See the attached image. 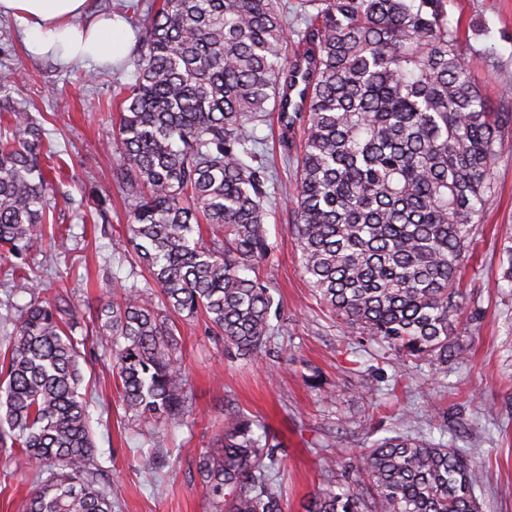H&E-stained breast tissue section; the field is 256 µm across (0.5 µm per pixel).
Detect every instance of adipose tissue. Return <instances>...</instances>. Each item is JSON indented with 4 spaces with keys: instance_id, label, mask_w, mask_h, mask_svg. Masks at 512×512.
<instances>
[{
    "instance_id": "ef3b65f1",
    "label": "adipose tissue",
    "mask_w": 512,
    "mask_h": 512,
    "mask_svg": "<svg viewBox=\"0 0 512 512\" xmlns=\"http://www.w3.org/2000/svg\"><path fill=\"white\" fill-rule=\"evenodd\" d=\"M0 5L24 20L28 42L36 53L58 50L66 60L90 58L105 63L119 52L112 19L102 18L84 28L72 25L86 0H0Z\"/></svg>"
}]
</instances>
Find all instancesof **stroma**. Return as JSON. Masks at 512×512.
<instances>
[{
  "label": "stroma",
  "instance_id": "35a3bbf8",
  "mask_svg": "<svg viewBox=\"0 0 512 512\" xmlns=\"http://www.w3.org/2000/svg\"><path fill=\"white\" fill-rule=\"evenodd\" d=\"M449 16L494 111H511L512 96L505 89L512 87V0H452ZM92 67L88 60L67 63L28 51L23 21L0 12V75L12 79L5 94L16 110L43 126L52 150L65 161L51 201L63 230L31 252L28 262L46 285L65 284L82 322L112 292L132 284L137 260L114 243L131 217L112 179L119 160L103 148L113 99L135 81L132 52L124 50L106 78L88 79ZM493 178L496 190L459 281L472 297L474 320L466 325L470 351L441 371L397 365L381 359L376 347L350 344L347 330L319 304L303 275L285 194L293 171L276 163L267 184L266 224L274 249L260 277L281 306L277 356L228 362L223 343L202 319L179 320L191 412L186 424L163 425L125 414L108 346L85 347L95 463L101 484L112 493V512H211L195 462L221 434L229 402L259 419L282 444L276 479L284 512H303L305 500L326 481L346 483L342 460L355 458L372 441L397 431L429 433L435 406L449 446L468 450L486 466L476 491L483 512H512V284L502 279L500 268L505 247L512 246V154L496 161ZM100 193L110 197L103 224L95 213ZM65 262L72 268L61 280L56 270ZM328 389L334 399H326ZM373 398L383 401L382 409L371 408ZM405 408L411 420H402ZM11 454L0 447V512H22L35 480L32 471L14 470ZM328 457L336 461L330 473L323 469Z\"/></svg>",
  "mask_w": 512,
  "mask_h": 512
}]
</instances>
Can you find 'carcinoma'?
Here are the masks:
<instances>
[{
    "mask_svg": "<svg viewBox=\"0 0 512 512\" xmlns=\"http://www.w3.org/2000/svg\"><path fill=\"white\" fill-rule=\"evenodd\" d=\"M450 0H303L288 54L281 0L139 3L135 83L115 103L108 147L131 207L118 244L147 276L97 311L126 413L157 423L188 416L189 373L176 319L203 316L227 358L268 355L270 287L247 272L271 253L264 224L268 165L250 123L278 112L295 179L291 231L320 304L359 343L440 369L467 355L458 288L463 260L494 192L496 160L512 152V112H495L474 82ZM305 111L290 112L293 95ZM0 112V258L29 302L0 359V447L34 469L23 512H112L96 486L95 444L80 392L82 347L68 294L48 293L24 256L57 190L44 129L8 98ZM303 128L300 150L292 134ZM279 443L230 407L217 447L199 457L218 512H282L272 469ZM351 484L328 482L305 512H482L483 467L424 435L378 439L348 462Z\"/></svg>",
    "mask_w": 512,
    "mask_h": 512,
    "instance_id": "obj_1",
    "label": "carcinoma"
}]
</instances>
